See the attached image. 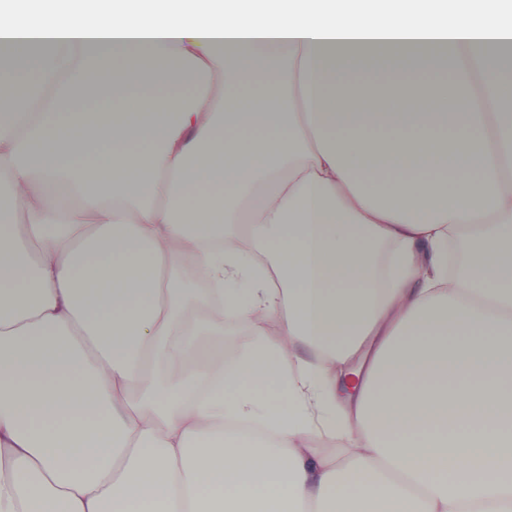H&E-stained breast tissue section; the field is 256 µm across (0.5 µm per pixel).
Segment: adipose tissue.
Masks as SVG:
<instances>
[{
	"mask_svg": "<svg viewBox=\"0 0 512 512\" xmlns=\"http://www.w3.org/2000/svg\"><path fill=\"white\" fill-rule=\"evenodd\" d=\"M506 46L504 0L0 5V512H512ZM230 319L279 328L197 361Z\"/></svg>",
	"mask_w": 512,
	"mask_h": 512,
	"instance_id": "obj_1",
	"label": "adipose tissue"
}]
</instances>
